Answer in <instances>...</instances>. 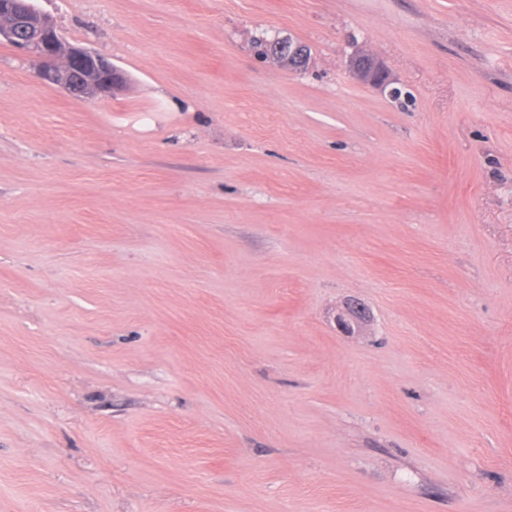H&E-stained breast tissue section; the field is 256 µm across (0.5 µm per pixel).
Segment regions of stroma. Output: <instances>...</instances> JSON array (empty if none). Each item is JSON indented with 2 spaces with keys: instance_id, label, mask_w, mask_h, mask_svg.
Here are the masks:
<instances>
[{
  "instance_id": "obj_1",
  "label": "stroma",
  "mask_w": 512,
  "mask_h": 512,
  "mask_svg": "<svg viewBox=\"0 0 512 512\" xmlns=\"http://www.w3.org/2000/svg\"><path fill=\"white\" fill-rule=\"evenodd\" d=\"M36 4L127 83L0 42V512H512V0ZM284 44L283 40L277 42L274 50L269 53L272 59L280 64H288V68L290 69L303 70L308 63L309 57L304 67H301L300 69H296L295 67L302 66L306 61L307 52L304 46L297 43H291V41L288 40V52H286L285 50H282V46ZM350 66L360 79L372 85L381 84V66L373 57L354 54L350 57Z\"/></svg>"
}]
</instances>
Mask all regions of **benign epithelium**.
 I'll return each instance as SVG.
<instances>
[{
    "label": "benign epithelium",
    "mask_w": 512,
    "mask_h": 512,
    "mask_svg": "<svg viewBox=\"0 0 512 512\" xmlns=\"http://www.w3.org/2000/svg\"><path fill=\"white\" fill-rule=\"evenodd\" d=\"M7 5V17L0 18V40L11 43L31 62L38 79L89 100L112 97L123 88L122 70L87 48L65 43L52 20L28 0H9ZM285 44L277 42L270 52L272 59L290 69L302 66L307 58L304 46L290 42L284 51ZM350 66L360 79L381 84V66L373 57L354 54Z\"/></svg>",
    "instance_id": "benign-epithelium-1"
}]
</instances>
